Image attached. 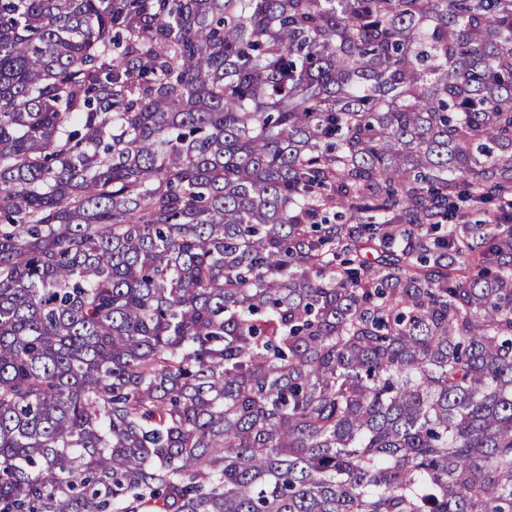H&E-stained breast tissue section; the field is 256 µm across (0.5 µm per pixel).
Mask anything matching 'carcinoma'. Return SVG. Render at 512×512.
I'll return each mask as SVG.
<instances>
[{
	"mask_svg": "<svg viewBox=\"0 0 512 512\" xmlns=\"http://www.w3.org/2000/svg\"><path fill=\"white\" fill-rule=\"evenodd\" d=\"M512 0H0V512H512Z\"/></svg>",
	"mask_w": 512,
	"mask_h": 512,
	"instance_id": "obj_1",
	"label": "carcinoma"
}]
</instances>
